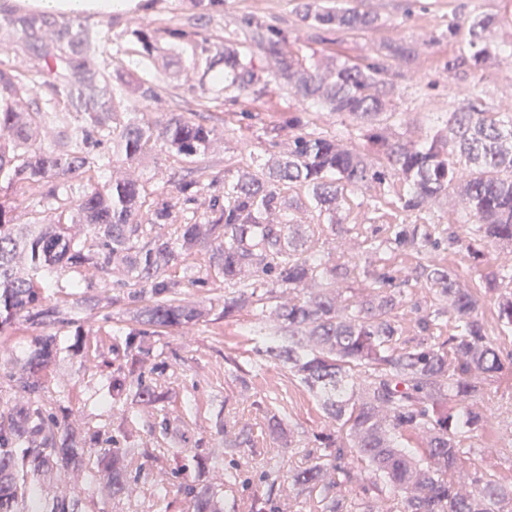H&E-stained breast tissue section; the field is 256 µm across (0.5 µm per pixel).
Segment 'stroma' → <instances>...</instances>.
Listing matches in <instances>:
<instances>
[{"label": "stroma", "instance_id": "1", "mask_svg": "<svg viewBox=\"0 0 512 512\" xmlns=\"http://www.w3.org/2000/svg\"><path fill=\"white\" fill-rule=\"evenodd\" d=\"M475 0H354L359 10L379 17L376 29L354 36L333 31L315 32L305 27L296 13L297 0H214L209 10H192L189 0H130L124 11L112 15V42L104 56L113 68L136 73L148 80H162L180 89H202L204 104L194 121L215 127L216 139L205 157L193 162L178 160L155 151L139 166L148 198L175 200L181 179L199 183L198 200L186 205V212L203 216L211 196L218 194V180L225 171L253 168L278 156L288 143V121L301 117L308 132L332 134L337 128L349 130L347 145H358L356 123L333 112L305 108L290 94L286 84L270 81L268 93L259 101L225 90L223 83L205 76L206 64L193 53L192 44L179 51L162 49L152 62H144L138 46L127 42V27L140 24L155 27L166 21L181 22L192 31L209 37L213 45H245V19L256 17L287 30L293 50L304 63H317L329 56L359 62L376 56L384 46L414 43L419 54L414 62L393 65L388 78L397 86L394 104L408 117L399 129L403 137L421 139L441 124L471 88H479L489 105H512V57L502 58L480 81L460 80L448 73L446 62L458 45L448 38V17L467 14ZM396 180L348 192L343 209L344 224L350 232L344 249L350 256L372 260L398 270L406 279V295L396 313L402 333H417L420 313L428 311L436 296L415 277V255L387 248L383 244L387 225L404 220ZM378 197L379 210L363 207L369 197ZM461 204L451 197L436 203L430 216L444 242L435 256L446 266L457 268L466 278L481 276L507 261V252L481 241L476 227L461 224ZM467 238L481 253L473 259L448 238L449 233ZM376 237L378 249H367V237ZM195 276L211 275L209 255L201 251L188 260ZM92 293L101 300L94 310L71 308L67 295L53 288L51 303L68 310L84 334L79 351L58 350L42 374L45 402L61 406L74 430L97 434V447L108 439L119 438V425L131 419L139 430V447L157 455V462L146 463L137 477L131 496L112 500L98 496L102 512H156L154 491L169 488L167 512H190L183 493L185 484L204 480L224 487L225 505L235 512H251L254 498L270 496L278 512H319L316 500L289 499L282 475L288 468L307 461L314 435L330 429L318 399L294 376L286 365L268 362L258 355L253 336L256 327H270L267 318L249 310L234 317L224 315V289L209 283L192 289L194 299L205 309L203 322L191 331L159 329L149 342L152 352L143 358V369L161 399L155 403L119 402L99 405L102 382L128 359L122 339L113 336L116 327L130 325L128 301L122 289L113 287L112 278L100 275ZM38 329L16 321L8 335H0V411L11 407L18 396L3 375L23 357L38 336ZM482 404L495 411L487 430L472 439L465 457L470 471L482 472L505 485H512V445L504 437L512 431V375L487 383ZM281 420L295 440L294 447H283L266 427L270 418ZM168 420L170 435L157 440L153 434L161 420ZM238 445L228 448L225 437ZM215 460V468L201 470L200 459ZM238 471L236 483L225 484V470Z\"/></svg>", "mask_w": 512, "mask_h": 512}]
</instances>
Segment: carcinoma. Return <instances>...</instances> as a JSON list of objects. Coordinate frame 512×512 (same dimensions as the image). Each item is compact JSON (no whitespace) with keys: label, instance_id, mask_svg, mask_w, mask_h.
<instances>
[{"label":"carcinoma","instance_id":"carcinoma-1","mask_svg":"<svg viewBox=\"0 0 512 512\" xmlns=\"http://www.w3.org/2000/svg\"><path fill=\"white\" fill-rule=\"evenodd\" d=\"M297 12L318 31L356 34L378 26V15L338 0H298ZM82 16L59 21L0 4V33L13 51L36 50L45 62L32 76L0 59V182L12 192L0 197V334L20 319L35 328L68 323L48 303L49 288H70L74 306H99L90 294L93 279L111 273L135 309L137 326L115 329L127 349L139 348L150 328L191 329L203 313L168 272L181 267L195 283L184 262L206 249L215 276L232 289L224 316L249 308L273 317L276 331L261 335L266 356L316 392L336 423L314 436L311 463L288 471L289 492L316 496L321 512H391L385 491L401 498L400 512H512V487L463 467L465 441L494 417L479 405L485 385L512 371V354L489 339L478 293H501L499 320L512 331V291L503 292L512 286V264L474 284L428 260L441 246L429 210L450 195L463 204L459 223L475 224L481 238L512 249V110L488 107L479 91H470L442 128L418 142L404 140L396 128L406 120L395 109L396 87L386 75L390 60L408 63L415 48L311 67L293 51L288 31L250 18V44L274 60L273 79L287 83L303 103L356 120L363 148L345 147L341 132H305L295 117L288 148L273 165L224 176V196L210 201L209 212L177 223L176 204L147 201L139 177L100 183L102 161L109 153L134 169L157 146L195 161L210 150L215 128L185 117L199 98L95 64L112 39V20L90 24ZM500 26L501 19L476 5L462 23L449 18L448 38L460 39V46L448 56V73L475 80L511 55L512 45L495 37ZM125 36L149 56L192 33L167 22ZM193 43L206 65L213 55L224 63L225 88L253 101L266 93L253 53L233 45L213 52L206 37ZM40 92L51 111L25 107ZM119 94L141 103L166 98L174 111L162 119L130 112L116 100ZM74 177L85 180L77 197ZM391 177L404 185L401 210L415 220L388 225L385 243L420 256L418 278L439 301L418 318L420 335L405 340L395 314L404 291L392 271L321 254L315 230L303 235L295 220L309 211L320 224L341 225L348 189ZM78 224L86 225L91 241L77 237ZM162 224L174 230L154 231ZM64 268L79 277L61 283ZM358 278L371 291L353 293L349 282ZM259 287L288 299L269 310L256 294ZM442 316L454 321L455 331L440 343L430 331ZM59 342L55 333L37 337L30 354L6 373L22 400L0 413V512H44L39 482L73 470L112 499L133 491L138 449L107 448L93 458L87 455L93 437L73 430L64 414L43 402L41 373ZM103 387L115 400H159L151 383L121 372L108 375ZM353 486L358 495L350 498L346 491ZM187 496L192 512H224V494L215 485H190Z\"/></svg>","mask_w":512,"mask_h":512}]
</instances>
